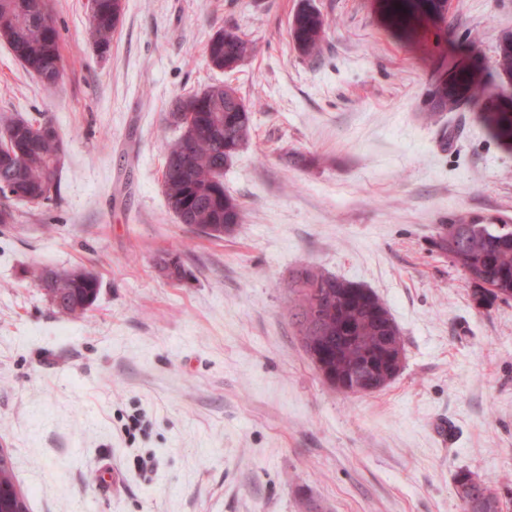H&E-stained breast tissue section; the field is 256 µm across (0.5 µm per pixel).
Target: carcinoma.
Masks as SVG:
<instances>
[{
  "instance_id": "cac0c4a2",
  "label": "carcinoma",
  "mask_w": 512,
  "mask_h": 512,
  "mask_svg": "<svg viewBox=\"0 0 512 512\" xmlns=\"http://www.w3.org/2000/svg\"><path fill=\"white\" fill-rule=\"evenodd\" d=\"M124 10L123 0H89V22L97 45L108 48ZM394 15L406 21L420 14L432 17L448 11V0H394ZM327 22L321 11L304 0L289 21V34L299 54L321 53ZM0 41L46 88L64 76L59 31L50 0H0ZM253 52L244 36L216 31L206 45L209 65L222 70ZM443 103L474 102L479 91L468 66L451 70V82L432 84ZM168 115L180 116L194 132L192 153L180 151V138L169 145L162 181L166 205L178 219L197 232L219 239L243 221V206L224 189V169L252 139L254 109L229 84L211 85L180 96ZM184 124L166 122L177 132ZM62 144L51 115L9 118L0 124V224H15L19 202L41 205L60 194L61 169L55 165ZM451 236L438 231V247L453 266L476 285L478 303L512 300V224L492 220L454 218ZM54 291L63 306L54 309L80 317L98 299L100 281L93 274L84 280L60 279ZM295 294L292 319L306 353L318 372L335 390L368 395L387 386L398 374L395 353L403 350L400 329L387 306L359 283L313 267L296 272L288 283ZM462 512H502V497L490 481L467 470L455 475ZM0 512H30L27 494L17 483L11 456L0 454Z\"/></svg>"
}]
</instances>
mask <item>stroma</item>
I'll list each match as a JSON object with an SVG mask.
<instances>
[{"label": "stroma", "instance_id": "1", "mask_svg": "<svg viewBox=\"0 0 512 512\" xmlns=\"http://www.w3.org/2000/svg\"><path fill=\"white\" fill-rule=\"evenodd\" d=\"M311 2L328 22L315 59L287 34L300 0H124L105 50L88 0H53L67 68L51 91L0 42V116L51 112L66 147L60 196L0 224V447L31 512H461V470L512 502V302L477 305L436 245L451 218L512 224L496 65L512 0L405 26L389 0ZM227 26L256 46L231 73L205 57ZM457 62L482 103L425 118ZM224 82L255 132L224 172L245 220L214 239L165 205L161 120ZM36 266L94 272L96 303L58 313ZM306 266L389 308L405 359L383 390L344 394L315 369L286 288Z\"/></svg>", "mask_w": 512, "mask_h": 512}]
</instances>
